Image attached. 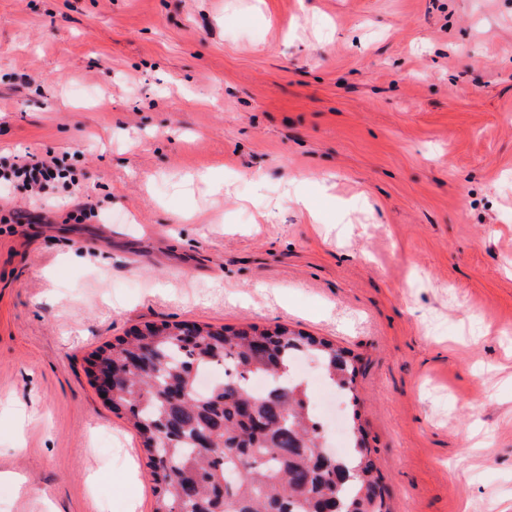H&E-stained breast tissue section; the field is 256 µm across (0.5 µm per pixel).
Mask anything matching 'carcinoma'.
<instances>
[{
	"label": "carcinoma",
	"instance_id": "1",
	"mask_svg": "<svg viewBox=\"0 0 512 512\" xmlns=\"http://www.w3.org/2000/svg\"><path fill=\"white\" fill-rule=\"evenodd\" d=\"M192 329V336L133 331L91 362L90 374L110 378L145 352L109 404L143 438L157 483L153 512H382L361 429L349 427L346 458L323 460L322 424L309 411L308 390L288 377L291 356L313 354L324 377L352 397L356 367L348 351L284 326ZM224 363L232 374L198 396L200 369ZM252 378L274 386L256 394ZM205 433L214 448L202 451Z\"/></svg>",
	"mask_w": 512,
	"mask_h": 512
}]
</instances>
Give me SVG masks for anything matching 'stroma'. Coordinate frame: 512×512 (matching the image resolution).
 Masks as SVG:
<instances>
[{"label":"stroma","instance_id":"35a3bbf8","mask_svg":"<svg viewBox=\"0 0 512 512\" xmlns=\"http://www.w3.org/2000/svg\"><path fill=\"white\" fill-rule=\"evenodd\" d=\"M32 155L80 187H0V512H153L87 369L160 322L345 348L389 512H512V0H0Z\"/></svg>","mask_w":512,"mask_h":512}]
</instances>
